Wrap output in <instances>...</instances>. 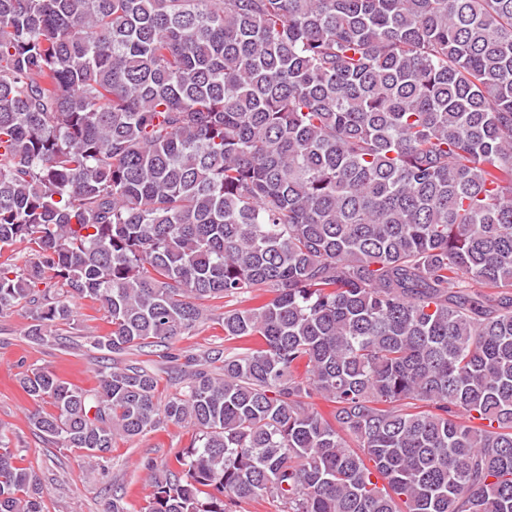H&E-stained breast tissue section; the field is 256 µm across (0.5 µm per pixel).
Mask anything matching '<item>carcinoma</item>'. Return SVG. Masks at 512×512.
<instances>
[{
	"instance_id": "cac0c4a2",
	"label": "carcinoma",
	"mask_w": 512,
	"mask_h": 512,
	"mask_svg": "<svg viewBox=\"0 0 512 512\" xmlns=\"http://www.w3.org/2000/svg\"><path fill=\"white\" fill-rule=\"evenodd\" d=\"M221 299L159 404L117 357ZM79 300L112 364L27 370L29 422L193 426L145 512H512V0H0V315ZM43 494L0 435V512Z\"/></svg>"
}]
</instances>
